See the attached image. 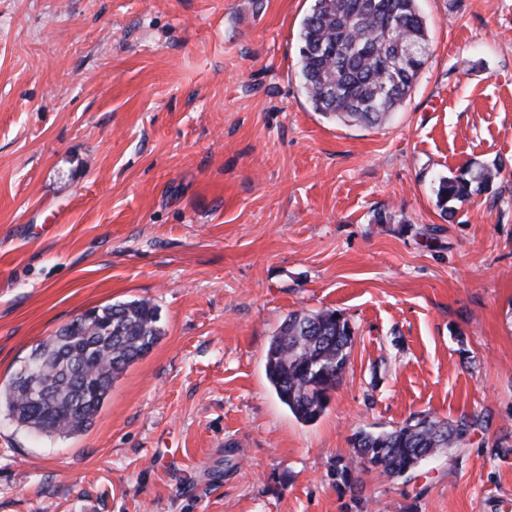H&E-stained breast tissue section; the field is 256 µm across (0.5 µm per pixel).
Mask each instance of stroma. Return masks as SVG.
I'll return each mask as SVG.
<instances>
[{"label":"stroma","instance_id":"1","mask_svg":"<svg viewBox=\"0 0 512 512\" xmlns=\"http://www.w3.org/2000/svg\"><path fill=\"white\" fill-rule=\"evenodd\" d=\"M312 4L0 0V386L87 309L162 329L86 431L0 411V512H512V0H421L431 56L379 126L311 108ZM322 309L354 339L304 423L266 354ZM475 414L410 475L330 477L358 431ZM493 175L491 169L480 167L476 170L467 168L459 175L440 178L437 198L442 206V211L448 214V202H463L470 198L473 193L481 192L489 184Z\"/></svg>","mask_w":512,"mask_h":512}]
</instances>
